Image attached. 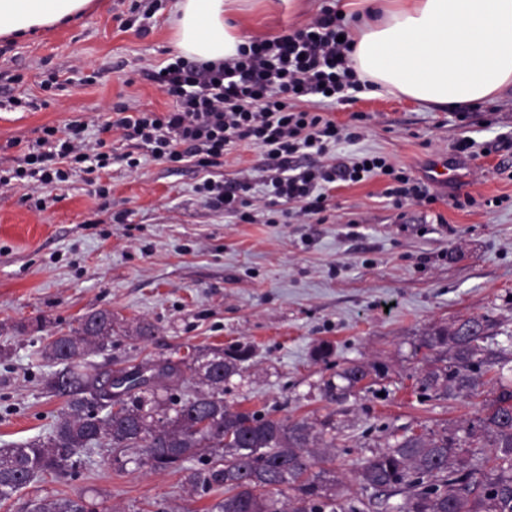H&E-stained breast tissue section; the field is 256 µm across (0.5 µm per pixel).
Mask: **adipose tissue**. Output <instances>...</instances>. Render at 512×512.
I'll return each mask as SVG.
<instances>
[{"instance_id": "1", "label": "adipose tissue", "mask_w": 512, "mask_h": 512, "mask_svg": "<svg viewBox=\"0 0 512 512\" xmlns=\"http://www.w3.org/2000/svg\"><path fill=\"white\" fill-rule=\"evenodd\" d=\"M90 0H0V36L22 37L81 15ZM234 0H175L182 54L217 62L249 36L227 15ZM350 20L351 61L375 96L438 108L512 90V0H366Z\"/></svg>"}]
</instances>
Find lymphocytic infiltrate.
Returning a JSON list of instances; mask_svg holds the SVG:
<instances>
[{
    "instance_id": "lymphocytic-infiltrate-1",
    "label": "lymphocytic infiltrate",
    "mask_w": 512,
    "mask_h": 512,
    "mask_svg": "<svg viewBox=\"0 0 512 512\" xmlns=\"http://www.w3.org/2000/svg\"><path fill=\"white\" fill-rule=\"evenodd\" d=\"M346 26L335 7L323 5L305 28L272 39L240 46L236 57L219 62L176 58L148 80L173 98L165 112L115 108L113 128L147 147L152 157L170 163L195 159L207 169L223 164L230 146L246 142L261 148L273 172L270 182L277 197L296 204L306 220H321L331 200L333 183H360L372 177H391L384 195L393 206L407 202L433 203L434 194L421 179L396 169L379 154L354 156L336 162L333 152L343 142L361 137L356 126L339 125L308 104L311 96L327 104L348 103L365 88L352 66ZM85 126L67 130L46 126L29 144L16 178L43 185L67 181V163L91 162L93 169L111 165L112 156L96 151L84 137ZM311 159V166L292 172L294 156ZM248 182L204 180L199 191L207 203L252 222L247 213Z\"/></svg>"
}]
</instances>
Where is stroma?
I'll use <instances>...</instances> for the list:
<instances>
[{
  "mask_svg": "<svg viewBox=\"0 0 512 512\" xmlns=\"http://www.w3.org/2000/svg\"><path fill=\"white\" fill-rule=\"evenodd\" d=\"M173 0H91L72 22L14 41L0 38V166L10 167L46 126L87 125L103 141L110 167L76 171L57 186L27 181L0 186V448L47 436L62 401L45 382L47 336L75 327L86 312L114 315L113 367L162 361L187 348L247 347L242 373L226 402L277 418L330 421L336 438L332 469L352 496L369 498L354 479L372 454L396 437L455 429L473 419L481 397L426 399L415 384L425 361L415 349L425 334L472 316L491 321L486 345H512V93L498 100L444 109L406 98L358 93L329 107L339 124L365 115L360 141L337 147L343 161L381 152L423 177L436 158H452L461 138L479 156L465 177L433 187L434 203L397 208L383 198L387 180L337 183L323 223L272 204L264 156L237 144L212 168L213 178L251 181L254 223L209 206L193 163L153 159L109 128L115 107L166 111L169 96L143 72L160 68L178 49ZM242 0L235 18L254 38L305 28L320 0ZM152 10L148 29L141 14ZM138 158L129 168L125 155ZM478 204L455 208L453 196ZM157 327L137 339V321ZM328 343L331 357L315 356ZM384 367L369 391L329 401L323 384L350 362ZM85 496L110 512H205L223 490L189 491L181 473L113 468L95 450L66 478L31 483L0 512H29L44 496Z\"/></svg>",
  "mask_w": 512,
  "mask_h": 512,
  "instance_id": "obj_1",
  "label": "stroma"
}]
</instances>
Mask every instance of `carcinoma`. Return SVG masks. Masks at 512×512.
<instances>
[{"mask_svg":"<svg viewBox=\"0 0 512 512\" xmlns=\"http://www.w3.org/2000/svg\"><path fill=\"white\" fill-rule=\"evenodd\" d=\"M112 322L110 310L88 312L44 345L45 358L60 366L46 387L64 405L47 437L0 448V502L46 475L66 477L90 451L106 448L121 470L129 463L172 469L200 495L224 489L207 512H368L370 504L336 494V478L326 470L313 471L320 448L333 443L312 423L224 400V385L240 374L247 354L240 346L193 348L167 358L154 383L129 387L117 410L103 408L93 391L106 368L90 356L112 345ZM489 328L486 317H469L422 338L419 348L440 353L419 374L424 396L481 395L484 375L507 362L485 346ZM60 371L66 381L57 387ZM376 372L352 362L336 373L342 384L329 381L326 392L356 393ZM354 479L387 499L402 497L400 512H512V387L500 386L454 433L445 428L396 439L368 458ZM285 489L286 508L277 498ZM100 506L82 496H55L32 501L30 512H101Z\"/></svg>","mask_w":512,"mask_h":512,"instance_id":"1","label":"carcinoma"}]
</instances>
